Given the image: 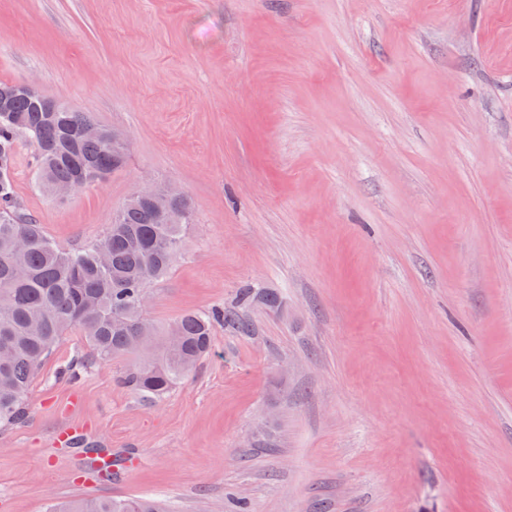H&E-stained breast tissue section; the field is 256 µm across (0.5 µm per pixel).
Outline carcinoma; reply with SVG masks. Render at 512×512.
I'll return each instance as SVG.
<instances>
[{"label": "carcinoma", "instance_id": "obj_1", "mask_svg": "<svg viewBox=\"0 0 512 512\" xmlns=\"http://www.w3.org/2000/svg\"><path fill=\"white\" fill-rule=\"evenodd\" d=\"M34 147L39 186L61 195L68 187L104 181L127 163L118 134L18 81L0 80V423H20L29 389L63 336L83 334L90 363L134 358L124 384L160 399L209 354L215 325L249 334L245 310L280 298L240 290L237 308L187 313L160 329L144 317L150 283L164 278L180 253V228L192 220L181 194L165 212L130 196L97 245L63 250L21 207L10 170L15 146ZM48 512H170L159 499L98 498L55 502Z\"/></svg>", "mask_w": 512, "mask_h": 512}]
</instances>
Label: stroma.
<instances>
[{
    "mask_svg": "<svg viewBox=\"0 0 512 512\" xmlns=\"http://www.w3.org/2000/svg\"><path fill=\"white\" fill-rule=\"evenodd\" d=\"M0 80L129 138L65 198L19 140V200L60 248L141 183L191 198L149 319L282 300L158 401L69 331L0 427V512H512V0H0ZM70 422L134 470L57 447ZM48 512H170L169 505L159 499L141 498H98L74 499L55 502Z\"/></svg>",
    "mask_w": 512,
    "mask_h": 512,
    "instance_id": "obj_1",
    "label": "stroma"
}]
</instances>
